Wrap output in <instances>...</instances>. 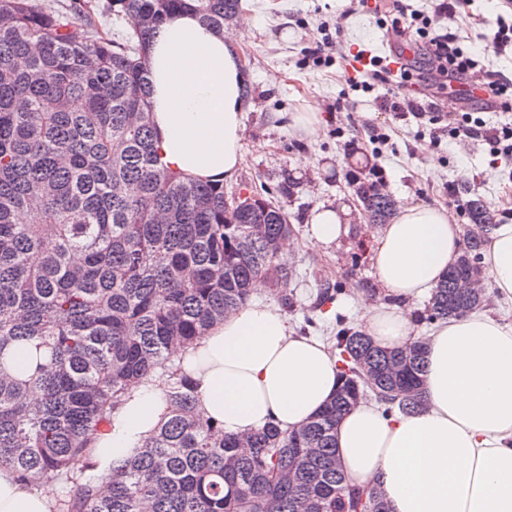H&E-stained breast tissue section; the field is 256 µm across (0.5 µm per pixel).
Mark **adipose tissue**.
Segmentation results:
<instances>
[{
	"instance_id": "1",
	"label": "adipose tissue",
	"mask_w": 512,
	"mask_h": 512,
	"mask_svg": "<svg viewBox=\"0 0 512 512\" xmlns=\"http://www.w3.org/2000/svg\"><path fill=\"white\" fill-rule=\"evenodd\" d=\"M239 30L217 31L190 12L152 39V120L164 164L203 181L232 178L243 162V72ZM347 206L317 209L308 242L328 248L346 232ZM461 228L445 209L403 206L374 241V273L390 304L361 301V327L382 348L418 337L409 305L456 263ZM495 295L512 302V224L494 225L482 254ZM424 407L387 416L362 402L336 424L337 454L351 486L380 488L390 512H512V327L487 314L437 324L427 336ZM171 357L194 382L196 406L225 434L273 422L300 429L338 387L329 346L296 335L279 307L249 303ZM168 384L133 383L106 430L88 434L78 467L107 476L167 419ZM58 490L33 487L0 467V512H52Z\"/></svg>"
}]
</instances>
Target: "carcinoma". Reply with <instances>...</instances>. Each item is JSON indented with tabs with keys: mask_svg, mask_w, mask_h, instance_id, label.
<instances>
[{
	"mask_svg": "<svg viewBox=\"0 0 512 512\" xmlns=\"http://www.w3.org/2000/svg\"><path fill=\"white\" fill-rule=\"evenodd\" d=\"M239 2L0 0V466L34 487L65 486L55 512H388L380 490L350 487L336 421L360 401L418 411L425 340L383 349L339 321L336 396L298 432L269 422L244 438L203 417L192 379L168 365L173 346L246 305L257 278L294 307L279 248L296 229L271 194L253 188L255 205L229 212L224 184L174 173L155 148L149 43L184 11L221 30ZM98 15L129 31L113 38ZM353 192L372 222L395 206L362 181ZM468 212L493 225L480 200ZM481 245L470 238L419 322L485 306V289L457 288L481 271ZM317 283L320 305L341 294ZM159 372L167 420L111 475L83 478L74 463L87 433Z\"/></svg>",
	"mask_w": 512,
	"mask_h": 512,
	"instance_id": "obj_1",
	"label": "carcinoma"
}]
</instances>
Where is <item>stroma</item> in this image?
Segmentation results:
<instances>
[{
    "mask_svg": "<svg viewBox=\"0 0 512 512\" xmlns=\"http://www.w3.org/2000/svg\"><path fill=\"white\" fill-rule=\"evenodd\" d=\"M241 5L240 17L248 22L237 44L239 56L246 59L245 160L224 186L265 184L275 191L276 201L294 224L296 248L291 263L297 277L288 288L296 297V307L289 313L295 328H302L310 317L318 324L315 336L328 338L335 331L337 316L359 326V295H383L370 254L379 225L351 223L348 236L327 250L306 240L316 207L354 206L352 177L363 178L373 167H383L386 191L398 205L445 207L451 223L466 236L478 230L468 215L457 210L458 201L469 197H479L495 223L512 220V167L494 165L482 142L445 139L434 147L423 138L415 119L398 120L379 111L378 95L402 92L405 84L400 79L378 86L372 94L355 93L345 64L304 65V48L318 39L324 26L340 27L346 56L361 50L392 56L397 42L370 5L359 0H241ZM501 9V0H470L449 29L482 64L512 77V55H498L491 42ZM408 62L415 67L410 84L418 97H434L445 112L466 107L457 84L432 87L419 55L411 54ZM313 101L319 104L320 121L308 133L294 126L291 117L306 111ZM374 124L384 127L387 143L371 140ZM285 183L291 186L290 194L278 193V186ZM320 278L340 283L344 289L325 313L315 309Z\"/></svg>",
    "mask_w": 512,
    "mask_h": 512,
    "instance_id": "1",
    "label": "stroma"
}]
</instances>
